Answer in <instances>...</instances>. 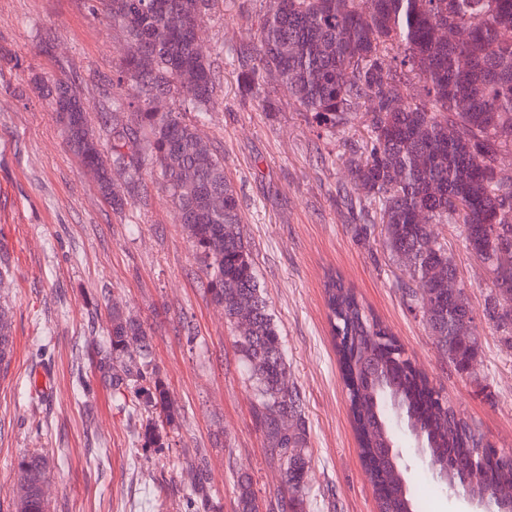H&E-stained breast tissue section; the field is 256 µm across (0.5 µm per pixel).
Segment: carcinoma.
I'll use <instances>...</instances> for the list:
<instances>
[{
    "label": "carcinoma",
    "mask_w": 512,
    "mask_h": 512,
    "mask_svg": "<svg viewBox=\"0 0 512 512\" xmlns=\"http://www.w3.org/2000/svg\"><path fill=\"white\" fill-rule=\"evenodd\" d=\"M107 15L128 35L118 70L137 111L126 123L89 133V108L72 86L46 87L65 140L82 162L99 173L100 190L112 207L144 189L143 171L156 172L184 232L204 265L207 292L224 307L235 332L234 347L247 371L254 414L270 454L285 477L281 512H302L310 458L300 393L288 383L282 336L260 287L241 223L238 193L224 174V156L203 143L195 121L214 103L211 62L193 41L212 0H104ZM259 64L252 80L278 75L318 126L329 132L365 109L367 139L351 149L356 185L382 224V246L402 265L413 288L410 307L421 313L436 348L460 374L471 376L481 347L479 331L468 342L452 340L473 312L467 294L438 285L437 268L456 273L432 224H462L466 248L490 253L512 245V183L498 177L497 160L512 150V0H280L258 28ZM175 97L178 107L157 112L153 99ZM144 142L128 157L126 140ZM486 313L512 345V265L499 271ZM325 300L332 328L351 331L356 346L336 343L354 427L371 471L379 512H390L383 487L406 481L401 459H384L395 441L393 414L415 421L431 460L481 445L454 408L429 398L423 376L398 372L395 361L376 353V336L389 333L369 314L353 289L331 276ZM111 324L98 347V371L120 408L133 397L175 424L178 409L166 384L149 371L150 340L143 324L112 308ZM11 321L0 310V372L9 365ZM15 512H47L42 486L47 462L33 452L17 465ZM489 491L512 504V461L475 476L469 492ZM235 512H259L246 476L236 481Z\"/></svg>",
    "instance_id": "obj_1"
}]
</instances>
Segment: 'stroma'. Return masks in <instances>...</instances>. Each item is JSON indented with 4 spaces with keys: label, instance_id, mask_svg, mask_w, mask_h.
Listing matches in <instances>:
<instances>
[{
    "label": "stroma",
    "instance_id": "stroma-1",
    "mask_svg": "<svg viewBox=\"0 0 512 512\" xmlns=\"http://www.w3.org/2000/svg\"><path fill=\"white\" fill-rule=\"evenodd\" d=\"M92 5L0 0V252L7 269L0 307L13 322V354L0 377V512H15L17 462L32 451L49 462L50 512H234L241 474L268 512L283 473L179 212L148 170V199L113 210L38 89L76 87L92 128L103 112L126 120V111L111 105L110 84L126 33ZM275 6L214 0L198 40L217 89L197 130L224 156L242 232L281 330L288 378L303 399L311 458L303 512H377L337 364L328 276L354 289L431 385L499 448H512V346L484 316L492 283L466 248L463 225L436 224L432 231L477 316L475 378L439 354L420 313L408 306V275L383 250L373 209L354 186L347 158L363 133L362 116L323 136L274 76L247 90L242 59L255 54L259 20ZM114 306L146 327L152 364L179 409L164 447H141L148 412L119 409L92 361ZM398 446L418 512H447L455 494L433 478L409 438L399 437ZM198 466L207 496L191 505Z\"/></svg>",
    "mask_w": 512,
    "mask_h": 512
}]
</instances>
